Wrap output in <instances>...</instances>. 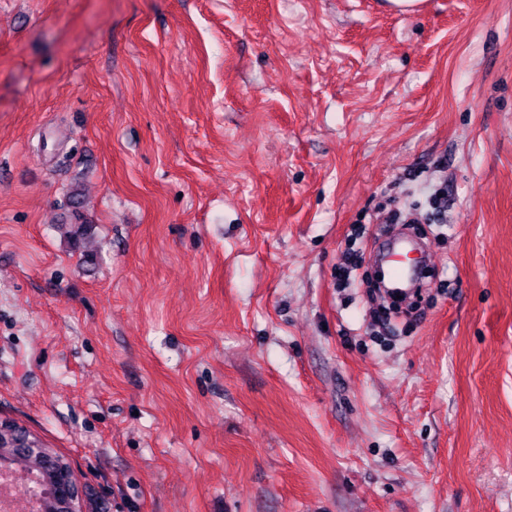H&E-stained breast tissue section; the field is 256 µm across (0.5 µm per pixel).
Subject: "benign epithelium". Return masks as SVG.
<instances>
[{
	"label": "benign epithelium",
	"mask_w": 512,
	"mask_h": 512,
	"mask_svg": "<svg viewBox=\"0 0 512 512\" xmlns=\"http://www.w3.org/2000/svg\"><path fill=\"white\" fill-rule=\"evenodd\" d=\"M0 474L21 475L35 512H87L89 496L71 464L50 448H26L7 431L0 447Z\"/></svg>",
	"instance_id": "obj_1"
}]
</instances>
